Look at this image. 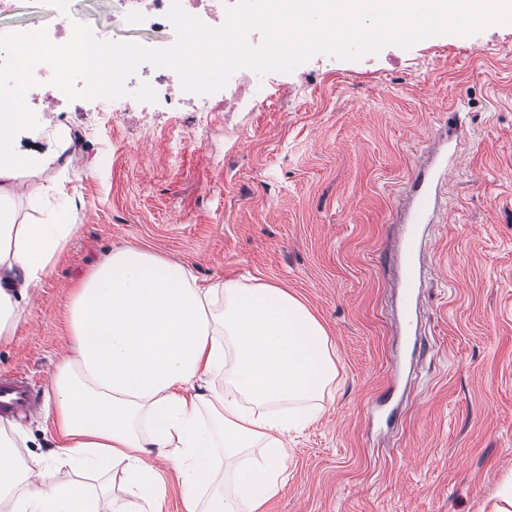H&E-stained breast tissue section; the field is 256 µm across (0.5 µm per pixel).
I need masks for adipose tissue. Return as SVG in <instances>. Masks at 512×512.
Instances as JSON below:
<instances>
[{
    "label": "adipose tissue",
    "mask_w": 512,
    "mask_h": 512,
    "mask_svg": "<svg viewBox=\"0 0 512 512\" xmlns=\"http://www.w3.org/2000/svg\"><path fill=\"white\" fill-rule=\"evenodd\" d=\"M24 100L0 99V340L76 230L16 221L18 187L71 146L66 127L24 111ZM25 139L41 149H22ZM70 328L42 414L47 453L17 466L14 441L27 434L5 436L0 424L10 512H98L95 490L72 478L79 471L124 489L110 512H162L168 484L157 458L176 475L183 512H264L288 478L289 431L338 376L326 329L285 289L201 284L188 266L132 246L75 285Z\"/></svg>",
    "instance_id": "obj_1"
}]
</instances>
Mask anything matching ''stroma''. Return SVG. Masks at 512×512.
Returning <instances> with one entry per match:
<instances>
[{"label":"stroma","mask_w":512,"mask_h":512,"mask_svg":"<svg viewBox=\"0 0 512 512\" xmlns=\"http://www.w3.org/2000/svg\"><path fill=\"white\" fill-rule=\"evenodd\" d=\"M288 82L259 111L200 122L63 113L68 165L28 177L16 207L31 223L69 209L78 229L0 343V375L48 388L72 288L115 246L207 284L256 278L301 299L340 356L266 512H494L512 476V27L305 64ZM446 164L406 334L401 224L417 170Z\"/></svg>","instance_id":"stroma-1"}]
</instances>
